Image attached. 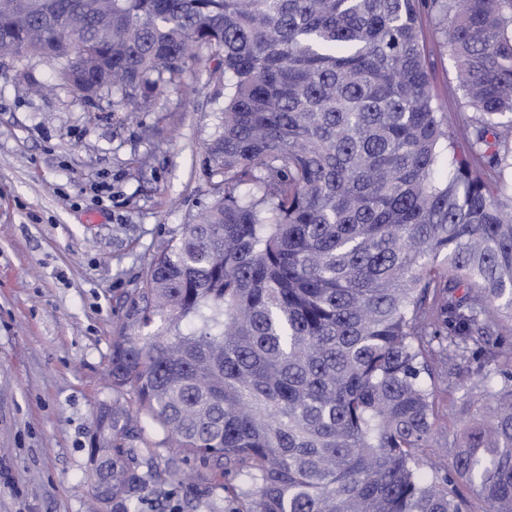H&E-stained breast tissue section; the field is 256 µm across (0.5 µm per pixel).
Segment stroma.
Returning a JSON list of instances; mask_svg holds the SVG:
<instances>
[{"label":"stroma","instance_id":"1","mask_svg":"<svg viewBox=\"0 0 512 512\" xmlns=\"http://www.w3.org/2000/svg\"><path fill=\"white\" fill-rule=\"evenodd\" d=\"M449 128L464 110L426 25ZM202 59L132 119L53 90L48 65L0 66V512H90L88 448L126 301L161 242L224 194L207 147L224 98ZM222 490L150 481L144 512H226Z\"/></svg>","mask_w":512,"mask_h":512}]
</instances>
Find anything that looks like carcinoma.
Segmentation results:
<instances>
[{"mask_svg": "<svg viewBox=\"0 0 512 512\" xmlns=\"http://www.w3.org/2000/svg\"><path fill=\"white\" fill-rule=\"evenodd\" d=\"M471 115L448 134L421 14ZM0 60L147 112L205 56L224 196L154 255L89 454L138 512L145 426L232 512H512V0H0ZM467 372L475 385L461 378ZM487 415L431 467L440 397Z\"/></svg>", "mask_w": 512, "mask_h": 512, "instance_id": "carcinoma-1", "label": "carcinoma"}]
</instances>
